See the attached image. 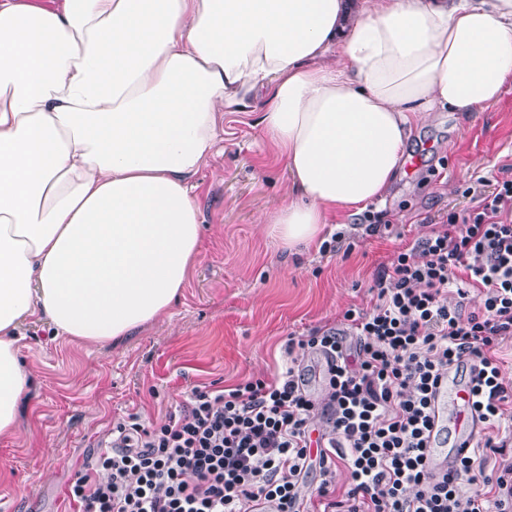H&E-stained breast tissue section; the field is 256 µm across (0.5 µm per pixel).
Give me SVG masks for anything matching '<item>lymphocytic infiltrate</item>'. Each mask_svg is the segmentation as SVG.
<instances>
[{"instance_id":"lymphocytic-infiltrate-1","label":"lymphocytic infiltrate","mask_w":512,"mask_h":512,"mask_svg":"<svg viewBox=\"0 0 512 512\" xmlns=\"http://www.w3.org/2000/svg\"><path fill=\"white\" fill-rule=\"evenodd\" d=\"M472 287L484 294L476 312L464 305ZM372 288L369 310L343 314L355 353L335 328L315 327L289 336L288 365L270 379L193 387L157 426L134 415L114 424L67 488L73 512H255L260 502L272 512H512V469L498 466L495 436L512 434L500 356L512 343V179L449 212ZM300 352L326 362L323 407L307 392ZM464 365L484 433L438 478L425 451L431 397L442 374ZM318 412L327 428L314 441ZM314 469L322 479L308 497L301 488Z\"/></svg>"}]
</instances>
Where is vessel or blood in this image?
Instances as JSON below:
<instances>
[{
  "label": "vessel or blood",
  "instance_id": "1",
  "mask_svg": "<svg viewBox=\"0 0 512 512\" xmlns=\"http://www.w3.org/2000/svg\"><path fill=\"white\" fill-rule=\"evenodd\" d=\"M431 408L427 454L433 473L440 477L448 473L456 459L469 450L480 423L471 409L467 381L452 374L439 379Z\"/></svg>",
  "mask_w": 512,
  "mask_h": 512
}]
</instances>
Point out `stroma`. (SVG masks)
Listing matches in <instances>:
<instances>
[{
    "instance_id": "stroma-1",
    "label": "stroma",
    "mask_w": 512,
    "mask_h": 512,
    "mask_svg": "<svg viewBox=\"0 0 512 512\" xmlns=\"http://www.w3.org/2000/svg\"><path fill=\"white\" fill-rule=\"evenodd\" d=\"M259 112L224 118V140L196 177L202 249L176 303L121 341L73 340L31 318L20 354L38 388L15 435L0 437V512H67L66 490L115 421L163 423L199 384L267 378L288 362L289 334L340 327L372 304V280L399 248L427 237L448 212L477 206L478 181L512 178V85L481 112H434L412 133L411 166L370 205L384 224L344 232L349 253L311 246L289 255L265 216L288 201L285 160Z\"/></svg>"
}]
</instances>
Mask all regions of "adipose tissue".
<instances>
[{"instance_id":"obj_1","label":"adipose tissue","mask_w":512,"mask_h":512,"mask_svg":"<svg viewBox=\"0 0 512 512\" xmlns=\"http://www.w3.org/2000/svg\"><path fill=\"white\" fill-rule=\"evenodd\" d=\"M512 82V0H0V436L17 330L103 341L167 313L201 251L224 118L285 157L289 247L384 202L413 128Z\"/></svg>"}]
</instances>
